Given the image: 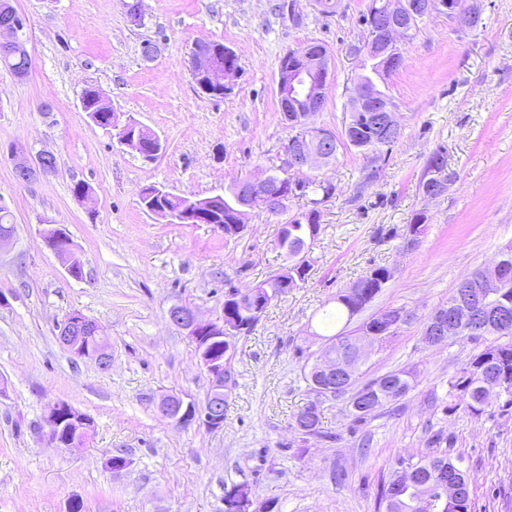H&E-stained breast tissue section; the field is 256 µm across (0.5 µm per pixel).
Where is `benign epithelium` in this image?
Segmentation results:
<instances>
[{
	"mask_svg": "<svg viewBox=\"0 0 512 512\" xmlns=\"http://www.w3.org/2000/svg\"><path fill=\"white\" fill-rule=\"evenodd\" d=\"M433 13L448 16L461 28L470 26L471 15L465 12L459 0H391L386 7L377 5L371 14L374 33L370 34L368 44L370 51L375 54L374 60L384 63L398 60L402 56L401 41L409 28ZM22 28L23 19L18 15L0 22L1 59L30 58L25 42L19 37ZM224 52L229 56L233 55L227 48L197 50L191 55V71L199 80V88L207 95L230 88L239 77L238 66L224 61ZM328 69L329 55L306 49L294 55L288 67L278 71L276 94L283 120L308 131L305 143L289 141L283 146L281 178L288 180L289 189L292 191L299 190L302 183L297 174L305 169L318 167L329 159V155L318 149L319 139L323 138L325 132L310 126L311 116L320 111L324 104L325 88L319 86L316 79ZM349 107L355 112L365 113L366 118L377 122L376 128L381 131L383 139L388 141L398 136L401 125L394 108L376 98L359 76L353 85ZM109 128L115 131L114 137L120 145L137 153L145 161H152L164 150V143L154 132L132 119L123 124L119 123L116 112L111 113ZM12 156L15 175L23 182L31 183L56 171L57 157L52 152L42 151L31 158L24 151L15 149ZM429 177L437 179V182H425L422 193L425 199L433 200L441 195L442 187L447 185V161L440 162ZM165 194L167 191L157 187L153 194L141 201V205L151 215L181 224H204L212 219L204 204L196 209L189 208L181 213H172L166 206L157 203V199ZM227 197L229 208L236 218L240 219V222L231 225V228L233 232L241 233L247 227L250 212L256 205L271 198L269 176L243 180L239 182L235 192L227 194ZM508 261L509 256L504 255L493 267L481 272L480 287L484 288L487 294H495L497 289L504 287L512 279V266ZM244 298L256 302L253 315L258 317L262 315L263 306L274 301L276 296L266 295L264 285L258 283L244 293L226 297V302L231 307ZM168 316L171 323L184 331L198 346L201 364L212 386V394L210 401L203 406L186 395L165 394L158 400L157 410L164 419L176 426L197 424L220 429V406L227 402L232 393L235 377L232 370L224 367V360L212 358L207 348L214 341L244 334L245 327L236 329L224 323L222 315L214 319H204L197 311L182 305L172 306ZM69 317L67 326H76L81 331L91 334L96 340V346L86 349L75 345L69 331L65 330L60 336L64 347L78 360L92 362L102 369L109 368L112 355L104 327L79 311L70 313ZM378 321L393 330L405 324L406 312L388 309L378 316ZM460 334L461 329L455 318L446 312H438L428 323L424 341L427 346L435 347L458 338ZM374 346L375 342L372 339L361 338L355 344L357 358L336 361L321 358L318 360L319 369L330 378L347 381L355 374L358 362L365 359ZM60 407L61 403H53L44 418L47 428L45 437L52 445L57 443L63 428Z\"/></svg>",
	"mask_w": 512,
	"mask_h": 512,
	"instance_id": "1",
	"label": "benign epithelium"
}]
</instances>
